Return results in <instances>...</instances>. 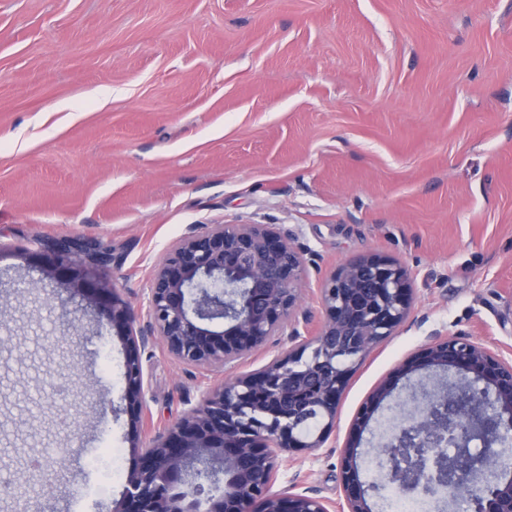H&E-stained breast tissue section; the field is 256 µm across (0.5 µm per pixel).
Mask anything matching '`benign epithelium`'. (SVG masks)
<instances>
[{
    "label": "benign epithelium",
    "mask_w": 512,
    "mask_h": 512,
    "mask_svg": "<svg viewBox=\"0 0 512 512\" xmlns=\"http://www.w3.org/2000/svg\"><path fill=\"white\" fill-rule=\"evenodd\" d=\"M19 258L88 300L100 326L129 346L125 400L134 424L146 403L142 348L159 343L186 364L231 365L286 333L302 298L300 253L264 224H216L183 237L153 274L142 324L105 277L110 249L58 239ZM320 293L318 334L301 342L294 328L286 333L292 343L286 354L206 389L197 406L140 449L141 465L128 473L112 512H335L321 498L272 487L288 453L325 443L353 364L400 326L412 288L403 268L367 256L333 273ZM415 372L453 373L456 380L443 391L406 388L373 457L378 482L368 487L358 464L362 433L400 378ZM355 430L341 459L346 512H383L393 485L435 506L466 497L479 512H512V362L484 344L435 336L376 386ZM474 439L500 447L495 468L472 456ZM449 447L451 456L444 453ZM67 480V471L34 455L25 474L0 493L43 491Z\"/></svg>",
    "instance_id": "1"
}]
</instances>
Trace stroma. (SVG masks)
<instances>
[{
	"label": "stroma",
	"mask_w": 512,
	"mask_h": 512,
	"mask_svg": "<svg viewBox=\"0 0 512 512\" xmlns=\"http://www.w3.org/2000/svg\"><path fill=\"white\" fill-rule=\"evenodd\" d=\"M211 224H266L302 252L291 324L307 336L347 262L408 274L405 320L352 371L324 446L291 453L273 485L342 503L354 420L405 359L462 333L512 361V0H0V477L32 448L73 475L0 512H110L141 447L289 348L275 336L208 370L146 347L131 424L124 342L77 297L70 350L61 308L17 298L36 277L20 252L111 248L142 320L155 267ZM88 388L113 412L84 406ZM79 407L76 429L58 426Z\"/></svg>",
	"instance_id": "obj_1"
}]
</instances>
